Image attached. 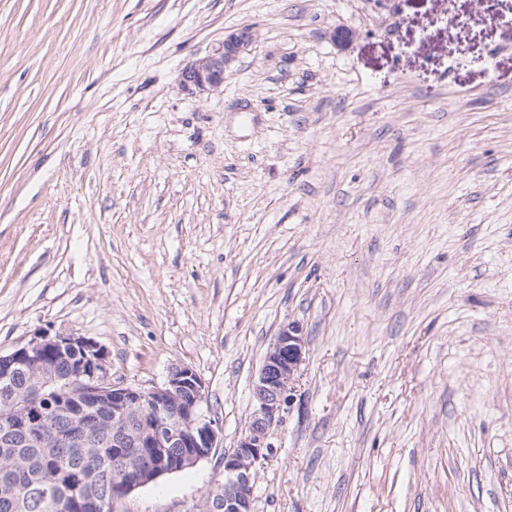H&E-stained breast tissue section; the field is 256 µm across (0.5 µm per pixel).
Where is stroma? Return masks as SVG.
<instances>
[{"label": "stroma", "mask_w": 512, "mask_h": 512, "mask_svg": "<svg viewBox=\"0 0 512 512\" xmlns=\"http://www.w3.org/2000/svg\"><path fill=\"white\" fill-rule=\"evenodd\" d=\"M292 322L254 512H512V0H0V353L191 367L220 429L113 512H194ZM252 27H242L224 38L222 44L187 63L178 73L182 91L196 95L216 91L224 85V74L239 54L254 41Z\"/></svg>", "instance_id": "35a3bbf8"}]
</instances>
